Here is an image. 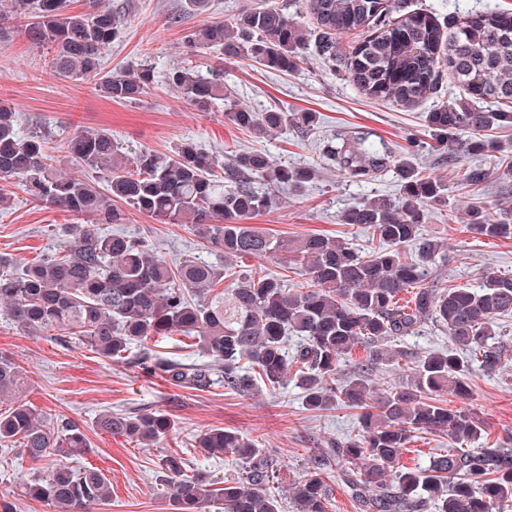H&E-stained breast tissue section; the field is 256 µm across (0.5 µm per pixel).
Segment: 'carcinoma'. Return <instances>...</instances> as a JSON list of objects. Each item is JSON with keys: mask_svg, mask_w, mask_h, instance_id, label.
Here are the masks:
<instances>
[{"mask_svg": "<svg viewBox=\"0 0 512 512\" xmlns=\"http://www.w3.org/2000/svg\"><path fill=\"white\" fill-rule=\"evenodd\" d=\"M312 21L314 41L284 9L270 2L241 10L229 22L209 21L186 32L188 54L212 51L226 62L254 61L288 73L313 51L338 69L364 95L410 105L432 100L428 126L454 163L468 154L502 153L505 146L478 131L512 126V13L494 10L457 17L447 34L429 13L409 9L405 0H301ZM24 23L31 45L51 54L54 71L65 78H93L106 98L135 103L152 89L155 70L142 64L124 74H104L102 50L120 34L121 15L103 0H88L80 12L66 0H9L0 12V46L11 38L5 22ZM359 37L349 49L337 36ZM489 109L480 110L444 97V79ZM166 83L200 111L224 102V117L258 137L290 128L309 131L315 112H285L277 107L254 112L224 87V70L186 64L171 68ZM360 136L323 156L343 175L363 181L389 168L400 182L398 203L382 197L346 210L342 222L360 226L380 247L363 254L347 242L324 235L284 240L243 224L276 208L274 190L300 187L315 176L253 150L225 164L196 142L184 140L171 153L132 149L107 130H78L61 138L71 161L103 182L65 176L51 164L44 135H22L14 109L0 102V182L15 185L29 199L47 204L88 224L63 228L66 254H53L18 266L0 257V314L29 334L56 332L75 339L103 358L120 361L133 345L153 336L194 339L204 361L184 363L140 358L143 370H162L178 387L204 390L218 376L224 388L248 393L262 384L293 381L312 411L343 405L362 411L361 432L329 441L312 452L309 466L291 484L294 512H333L330 470L337 468L358 512H491L512 508V448H468L485 433V422L471 408L467 375L474 360L495 368L500 350L491 343L496 321L512 316V275L486 277L477 288L432 286L414 293L412 304L399 294L421 283L445 248L423 234L425 209L447 200L445 185L421 174L410 160L396 159L366 145ZM491 173L470 167L466 186L484 183ZM267 189L259 191L256 183ZM161 224H188L223 257L274 256L300 267L309 285L288 287L277 277L249 274L231 280L224 266L185 259L174 263L145 241L102 233L97 224H123L126 208ZM470 229L489 238H512V221L496 220L474 205ZM433 322L448 332L456 348L427 352L413 362L412 382L376 395L379 366L401 356L389 344L412 336ZM298 338L288 356V335ZM366 356L350 376L341 363L357 347ZM25 374L0 354V445L15 447L32 460L71 459L87 448L83 426L55 428L22 398ZM459 399L451 407L446 395ZM95 428L120 434L144 446L159 445L173 429L161 411L97 415ZM448 436L458 448L407 468L400 464L416 430ZM209 456L231 453L240 469L221 487L200 472L189 473L180 454L160 459L161 481L169 490L171 512H281L273 492L281 469L274 456L245 442L237 433L211 428L197 441ZM24 497L46 503L54 512H94L110 498L108 479L90 468L56 463L43 478L19 485Z\"/></svg>", "mask_w": 512, "mask_h": 512, "instance_id": "carcinoma-1", "label": "carcinoma"}]
</instances>
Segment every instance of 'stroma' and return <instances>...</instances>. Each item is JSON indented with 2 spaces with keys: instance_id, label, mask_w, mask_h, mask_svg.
Returning <instances> with one entry per match:
<instances>
[{
  "instance_id": "stroma-1",
  "label": "stroma",
  "mask_w": 512,
  "mask_h": 512,
  "mask_svg": "<svg viewBox=\"0 0 512 512\" xmlns=\"http://www.w3.org/2000/svg\"><path fill=\"white\" fill-rule=\"evenodd\" d=\"M124 23L119 38L104 50L101 68L106 73L127 72L149 62L155 84L139 102L117 103L101 96L90 78H64L51 71L47 61L32 51L22 32L15 30L10 43L0 47V102L19 114V130L39 129L49 136L50 150H57L61 133L104 128L133 147L169 152L175 144L192 139L223 159L250 150L266 151L274 160L298 167H313L317 176L299 188L280 189L277 209L248 219V226L275 238L293 239L321 234L370 252L376 243L366 229L345 224L343 212L367 199H398L395 172L358 183L327 164L322 148L327 141L359 135L395 157L410 158L421 172L438 179L447 201L428 208L425 234L447 244L431 271L430 281L451 287H475L491 274H512V238H488L469 228L468 208L479 205L493 217L512 210V178L495 176L501 156L467 155L457 164L442 163L427 125L429 104L399 105L373 100L357 90L341 72L331 71L315 56L299 68L281 74L242 60L223 65L224 83L239 103L256 112L278 107L287 112H316L319 124L308 132L288 130L258 138L238 129L224 117L223 107L200 112L165 81L166 71L182 64L188 29L212 20H231L253 0H209L202 13L185 12L184 0H108ZM412 9H425L440 22L449 15L485 8L512 12V0H408ZM180 23H172V16ZM480 166L493 175L477 187L461 185V171ZM8 197L0 204V256L25 264L62 250V225L71 223L67 213L30 200L13 185L0 186ZM117 232L146 241L163 257L179 261L198 258L216 261L208 243L185 224H161L139 212H130ZM496 340L499 365L492 370L472 364L467 382L470 404L487 425L485 444L512 447V318L498 320ZM447 331L427 323L421 335L403 338L404 355L383 365L377 374L380 387L399 386L411 380V360L430 350L450 347ZM169 360H199L181 336L157 337L146 347L132 346L125 360L113 362L90 351L78 340L29 335L0 318V353L12 356L27 377L24 398L51 423L72 421L86 426L87 452L73 467L94 466L110 482L112 497L99 512H170L167 490L159 477L162 455L183 453L191 468L208 471L221 481L237 474L240 462L233 454L208 458L196 442L209 429L237 431L257 447L276 454L283 463L282 484H290L305 470L310 448L329 440H343L361 430L359 411L342 406L328 411L308 410L294 384L277 390L259 386L236 394L216 385L206 391L172 385L162 372H143L136 364L142 351ZM115 413L162 411L174 428L164 442L143 448L121 435L92 430L103 411ZM454 444L448 436L415 432L402 454L408 467L426 466ZM47 473L44 462L19 452L0 451V496L10 495L17 482Z\"/></svg>"
}]
</instances>
